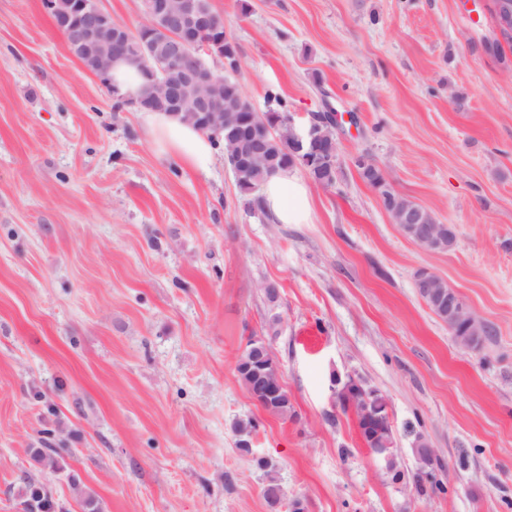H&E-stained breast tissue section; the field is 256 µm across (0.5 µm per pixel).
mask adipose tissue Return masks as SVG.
Returning <instances> with one entry per match:
<instances>
[{"mask_svg": "<svg viewBox=\"0 0 512 512\" xmlns=\"http://www.w3.org/2000/svg\"><path fill=\"white\" fill-rule=\"evenodd\" d=\"M141 120L169 160L202 171L212 163L216 153L214 144L178 117L145 111ZM261 195L263 207L274 222L311 223L308 186L295 170L288 169L270 176L262 187Z\"/></svg>", "mask_w": 512, "mask_h": 512, "instance_id": "obj_1", "label": "adipose tissue"}]
</instances>
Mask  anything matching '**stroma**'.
<instances>
[{
  "mask_svg": "<svg viewBox=\"0 0 512 512\" xmlns=\"http://www.w3.org/2000/svg\"><path fill=\"white\" fill-rule=\"evenodd\" d=\"M213 4L258 111L274 91L296 126L327 103L340 117L312 223L249 207L223 154L173 165L43 0H0V512H26L32 481L55 512H88L89 494L100 512H512V47L490 0ZM360 155L453 226L451 251L402 236ZM422 269L490 344L457 345L416 291ZM253 337L288 419L239 379ZM351 378L389 403L403 483L339 401ZM248 418L247 454L234 425ZM45 448L55 467L35 461Z\"/></svg>",
  "mask_w": 512,
  "mask_h": 512,
  "instance_id": "obj_1",
  "label": "stroma"
}]
</instances>
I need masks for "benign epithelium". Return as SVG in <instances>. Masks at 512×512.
Listing matches in <instances>:
<instances>
[{"mask_svg":"<svg viewBox=\"0 0 512 512\" xmlns=\"http://www.w3.org/2000/svg\"><path fill=\"white\" fill-rule=\"evenodd\" d=\"M147 17L141 40L164 43L159 68L163 78H150L134 95H121L112 81V71L124 64H134L140 57L129 51L132 37L121 23L112 20L99 0H47L48 10L62 15L61 22L68 28L70 52L86 70L93 73L112 94L127 106L137 109L166 107L182 120L204 124L218 131L224 129V112L213 104L208 81L200 77L203 55L212 54L211 40L202 36L224 28V21L214 14L198 10L194 0H142ZM498 35L512 29V0L498 2ZM318 115H313L307 130L299 133L292 118L285 116L276 132L296 151L314 145L320 138ZM384 209L397 218L401 232L424 249L439 239V226L430 224L419 233L413 222L416 216L405 209L392 195V184L377 192ZM419 284L426 290V297L436 310L447 317L445 324L457 344L466 350L474 349L475 340L483 335L486 322L473 312L458 291L433 273L422 270ZM237 366L255 368L259 384L251 391V398L262 404L268 401L281 386L279 367L266 342L253 337L247 342ZM341 395L357 416L360 435L369 451L384 462L387 475L400 473L393 461L390 448L394 447V433L390 422L388 403L376 390L364 389L356 380H348L341 388ZM415 458L427 463L434 458L428 440L417 437L414 443Z\"/></svg>","mask_w":512,"mask_h":512,"instance_id":"obj_1","label":"benign epithelium"}]
</instances>
